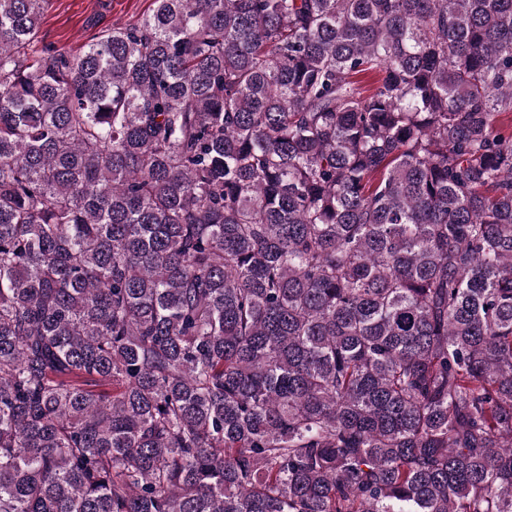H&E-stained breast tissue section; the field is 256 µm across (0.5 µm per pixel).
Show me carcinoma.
Here are the masks:
<instances>
[{
	"instance_id": "carcinoma-1",
	"label": "carcinoma",
	"mask_w": 512,
	"mask_h": 512,
	"mask_svg": "<svg viewBox=\"0 0 512 512\" xmlns=\"http://www.w3.org/2000/svg\"><path fill=\"white\" fill-rule=\"evenodd\" d=\"M154 4L0 0V512H512V0ZM153 8V0H51L40 22L37 46L76 56L102 31L136 24Z\"/></svg>"
}]
</instances>
